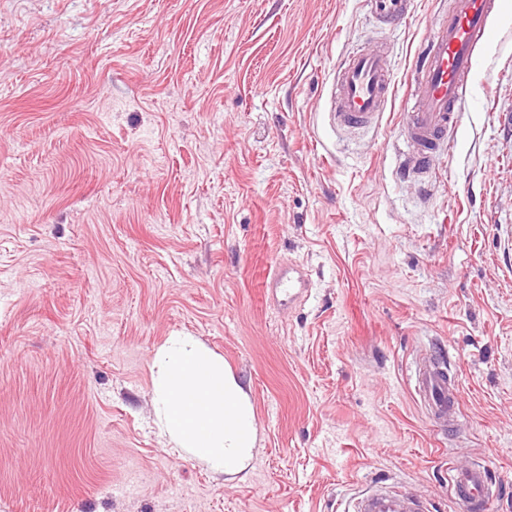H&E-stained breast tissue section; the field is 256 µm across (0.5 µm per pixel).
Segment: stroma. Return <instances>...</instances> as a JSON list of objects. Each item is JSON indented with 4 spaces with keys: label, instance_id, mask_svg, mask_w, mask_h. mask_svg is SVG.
Here are the masks:
<instances>
[{
    "label": "stroma",
    "instance_id": "obj_1",
    "mask_svg": "<svg viewBox=\"0 0 512 512\" xmlns=\"http://www.w3.org/2000/svg\"><path fill=\"white\" fill-rule=\"evenodd\" d=\"M365 0H0V512H347L384 481L456 512L486 465L512 512V0L428 197L397 175L413 60ZM389 49L377 128L332 80ZM292 266L293 305L268 285ZM197 337L244 387L227 478L154 428L151 364ZM446 350L461 421L415 391ZM451 483L461 512H489L491 493L485 467L465 465L452 469Z\"/></svg>",
    "mask_w": 512,
    "mask_h": 512
}]
</instances>
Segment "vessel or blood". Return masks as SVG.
Instances as JSON below:
<instances>
[{"instance_id": "obj_1", "label": "vessel or blood", "mask_w": 512, "mask_h": 512, "mask_svg": "<svg viewBox=\"0 0 512 512\" xmlns=\"http://www.w3.org/2000/svg\"><path fill=\"white\" fill-rule=\"evenodd\" d=\"M372 13L385 24L403 20L409 0H369ZM500 0H451V8L431 29L413 72L410 102L402 114L408 151L398 167L401 179L427 189L435 157L447 152L463 122L470 94L467 76L478 64L477 48L491 43L490 21ZM395 82L386 47L349 54L336 70L332 122L337 130L374 128ZM269 284L296 299L305 288L302 276L274 271ZM415 390L439 432L457 425L460 392L445 363L425 355L415 372ZM451 483L460 512H490L491 493L485 467L453 468ZM353 512H431L425 500L405 491L377 486L364 493Z\"/></svg>"}]
</instances>
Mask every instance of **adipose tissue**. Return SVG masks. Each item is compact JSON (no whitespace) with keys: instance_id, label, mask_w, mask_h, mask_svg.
<instances>
[{"instance_id":"obj_1","label":"adipose tissue","mask_w":512,"mask_h":512,"mask_svg":"<svg viewBox=\"0 0 512 512\" xmlns=\"http://www.w3.org/2000/svg\"><path fill=\"white\" fill-rule=\"evenodd\" d=\"M154 423L168 444L210 471L239 472L256 428L243 387L195 337L173 335L152 359Z\"/></svg>"}]
</instances>
